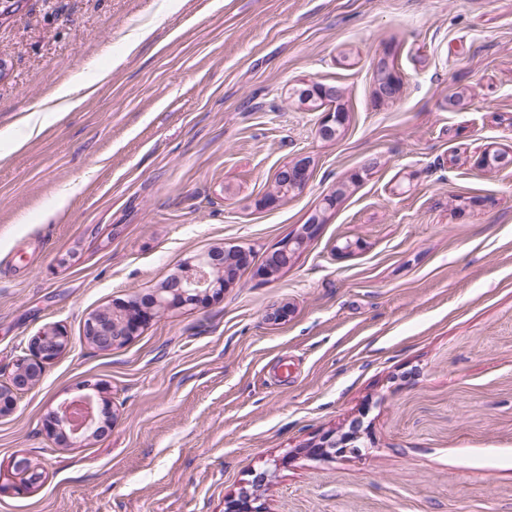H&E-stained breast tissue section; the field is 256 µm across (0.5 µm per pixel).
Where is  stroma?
I'll return each mask as SVG.
<instances>
[{
    "label": "stroma",
    "mask_w": 512,
    "mask_h": 512,
    "mask_svg": "<svg viewBox=\"0 0 512 512\" xmlns=\"http://www.w3.org/2000/svg\"><path fill=\"white\" fill-rule=\"evenodd\" d=\"M388 48L403 89L379 104ZM77 69L95 92L26 136ZM309 81L346 90L337 140L288 97ZM0 131L24 141L0 142V384L39 330L69 336L0 413V512H224L271 467L262 512H512V167L478 164L512 154V0H25ZM300 154L306 188L258 206ZM217 245L252 251L223 296L88 342L90 313ZM89 383L110 426L60 442L49 414ZM354 421L362 455H312ZM344 195L345 194L342 192V190L340 188L337 190L335 189L334 194L329 195L326 198H324L325 203L318 209H315V211L307 218V220L303 224L301 231L298 234H296L294 238H292V239L288 240L287 242H285L284 244L280 245L279 248H280L281 254L286 258L288 256V259H285V263L286 262L289 263L290 260L292 259V257L296 253L299 252L297 250V246L293 247L294 244H297L298 242H300L302 240H303V242H308L311 240V238L315 234H317L316 227L321 220V215H318L317 219L315 221L311 222L314 224H309V222L314 219L315 213H317V211H318L322 215H324V219L322 220V222L320 224H325L326 221L328 220V216H327L328 211L330 209H332L336 205V202L338 200H340L342 197H344ZM280 252L274 250L273 252H271L269 254V259L272 264L281 265Z\"/></svg>",
    "instance_id": "1"
}]
</instances>
